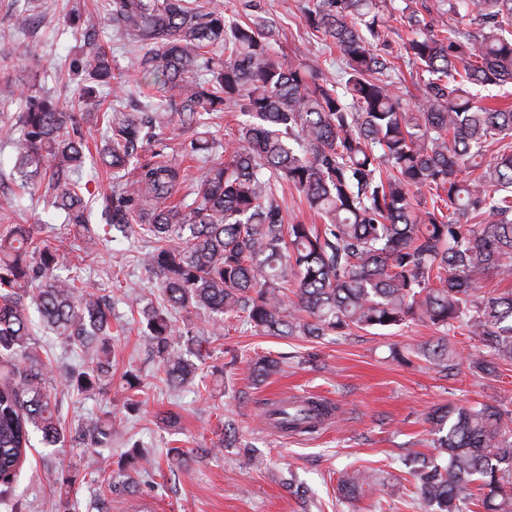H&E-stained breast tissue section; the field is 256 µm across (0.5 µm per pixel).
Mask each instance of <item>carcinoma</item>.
Returning a JSON list of instances; mask_svg holds the SVG:
<instances>
[{
  "mask_svg": "<svg viewBox=\"0 0 512 512\" xmlns=\"http://www.w3.org/2000/svg\"><path fill=\"white\" fill-rule=\"evenodd\" d=\"M33 0L0 3L16 29L34 24ZM106 13L76 15L87 29L106 23L132 45L131 67L149 89L132 105L120 101L129 84L112 71V56L87 43L72 65L81 83L64 98L0 83V97L19 92L14 168L42 190L52 209L79 229L81 265L101 238L93 210L125 238L134 225L150 238L141 263L160 283L163 304L140 311L145 337L170 386L191 380L201 341L172 312L188 308L235 320L279 337L342 336L356 330L399 329L425 323L439 336L415 354L443 371L457 368L452 338H477L482 350L466 358L474 375H496L512 362V290L481 293L478 276H512V148L492 158L486 148L512 134V106L479 100L490 86L512 82V0H448V13L472 19V35L446 23H427L418 0L402 17L413 36L397 55L387 43L376 0H310L306 26L336 48L343 91L320 68L283 59L273 22L254 15L229 24L225 0H105ZM29 46L0 51V62L30 69ZM428 74L411 105L393 91L398 62ZM110 85L118 105L102 110L94 86ZM103 112L96 145L112 186L85 197L78 179L89 152L84 123ZM223 112L244 116L234 140L218 144L195 135L184 144L211 164L190 204H166L183 183L179 165L145 161L141 153L168 149L164 130L209 127ZM293 186L321 224L285 223L274 180ZM0 203V498L14 483L33 437L65 442L49 385L51 368L33 347L35 308L40 325L68 346L94 357L69 375L68 386L96 395L112 369L111 298L80 288L56 270L61 245L41 237L42 221L17 224ZM293 297H288V294ZM264 356L254 380L279 370ZM140 383L123 384V407L134 411ZM331 402L309 396L280 400L264 415L288 435L312 436L334 416ZM428 422L433 453L405 459L426 512H512V410L496 402L438 407ZM88 463L105 459L89 449L112 442V415L76 433ZM48 479L64 503L76 473L59 467ZM381 485L373 472L340 473L346 500Z\"/></svg>",
  "mask_w": 512,
  "mask_h": 512,
  "instance_id": "obj_1",
  "label": "carcinoma"
}]
</instances>
